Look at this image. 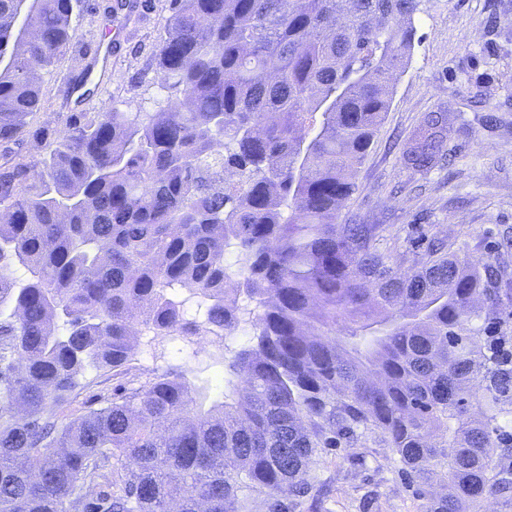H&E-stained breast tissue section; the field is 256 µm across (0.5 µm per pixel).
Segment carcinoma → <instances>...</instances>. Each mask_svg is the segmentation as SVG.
Instances as JSON below:
<instances>
[{
  "instance_id": "cac0c4a2",
  "label": "carcinoma",
  "mask_w": 512,
  "mask_h": 512,
  "mask_svg": "<svg viewBox=\"0 0 512 512\" xmlns=\"http://www.w3.org/2000/svg\"><path fill=\"white\" fill-rule=\"evenodd\" d=\"M78 2L39 0L27 38L0 0V512H296L313 457L367 431L423 512L511 498L509 337L482 333L512 278L434 239L401 272L382 225L338 222L420 0H171L156 64L179 101L73 113L50 140L38 72ZM444 124L424 116L416 170ZM134 331L222 365L224 400L166 372L61 419Z\"/></svg>"
}]
</instances>
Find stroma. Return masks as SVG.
I'll return each instance as SVG.
<instances>
[{"instance_id": "stroma-1", "label": "stroma", "mask_w": 512, "mask_h": 512, "mask_svg": "<svg viewBox=\"0 0 512 512\" xmlns=\"http://www.w3.org/2000/svg\"><path fill=\"white\" fill-rule=\"evenodd\" d=\"M170 16L169 0H82L70 48L39 76L37 124L56 130L74 112L114 106L156 112L168 104L156 53ZM409 67L399 75L389 111L342 215L380 224L403 239L398 260L408 270L420 234L454 242L474 263L507 264L512 251V0H422ZM429 112L448 120L452 158L426 172L410 167L412 134ZM137 356L151 369L88 368L75 400L59 407L73 417L97 408L100 393L118 384L184 370L174 347L140 341ZM365 445L340 444L319 454L312 481L330 493L316 512H422V501L375 434Z\"/></svg>"}]
</instances>
